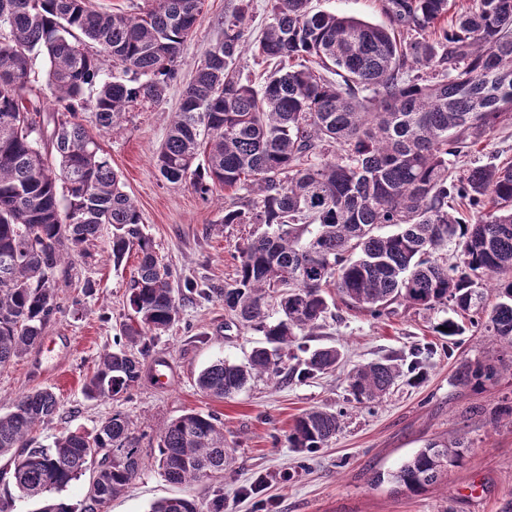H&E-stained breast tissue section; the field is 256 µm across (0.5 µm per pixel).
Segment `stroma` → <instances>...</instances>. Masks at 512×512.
Returning <instances> with one entry per match:
<instances>
[{
	"instance_id": "35a3bbf8",
	"label": "stroma",
	"mask_w": 512,
	"mask_h": 512,
	"mask_svg": "<svg viewBox=\"0 0 512 512\" xmlns=\"http://www.w3.org/2000/svg\"><path fill=\"white\" fill-rule=\"evenodd\" d=\"M240 0H205L195 29L184 46L177 80L163 102L126 113L120 126L99 129L92 112L77 119L94 134L120 177L125 192L142 214L159 260L179 286L176 302L180 319L156 337L145 360L142 378L119 400H89L82 392L87 374L100 353L111 349L123 322L130 317L128 283L137 265L129 257L121 267L108 258L110 230L83 245L67 271L58 274L60 311L43 336L66 337V349L47 355L30 350L0 367V412L14 399L52 389L61 399L59 412L40 425L35 435L45 444L67 431H94L113 411L132 416L143 433L145 465L129 488L112 499L107 512H148L152 503L168 497L206 499L210 484L174 485L158 472L152 458L160 428L188 411L215 412L224 423V443L234 461L224 473V512H255L263 499L270 512H502L512 502V418L499 414L512 399V361L499 339L467 328L458 337L453 355L441 350L442 337L434 328L450 309L418 310L404 305L376 320L365 312L340 308L339 320H327L307 339L310 349L341 348L342 366L319 379L272 383L252 381L230 398L217 401L198 391V373L217 360L246 362L261 332L227 324L224 304L197 295L201 288H221L233 282L239 265L238 248L249 236V224H228L224 210L248 200L247 192L214 188L197 193L190 182H166L153 164L172 115L197 64L222 36L225 15ZM429 342L438 351L426 366L422 382L402 383L369 408L347 407V373L353 365L387 355H401L415 342ZM164 362L172 380L154 378ZM498 364L495 379L473 388L457 382L461 365ZM347 407L342 428L319 449L307 470L297 467V455L286 435L295 417L314 407ZM464 440L463 463L446 478L419 494L377 482V475L395 470L428 442ZM290 480H283V473ZM266 483L259 498L243 496L242 487L257 477Z\"/></svg>"
}]
</instances>
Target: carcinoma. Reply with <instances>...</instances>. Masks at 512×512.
I'll use <instances>...</instances> for the list:
<instances>
[{
  "mask_svg": "<svg viewBox=\"0 0 512 512\" xmlns=\"http://www.w3.org/2000/svg\"><path fill=\"white\" fill-rule=\"evenodd\" d=\"M269 2L271 22L255 42L247 38L248 5L224 16L222 39L197 66L153 157L167 182L190 179L204 197L216 185L259 192L224 210L226 224L264 227L240 247L236 278L198 295L222 298L225 317L255 326L266 345L245 363L219 360L202 369L198 390L224 400L256 376L303 381L335 371L339 349L306 344L335 304L330 288L346 307L376 320L395 303L449 307L512 347V162L456 167L512 121V0H472L454 13L450 0H381L388 27L315 12L310 0ZM203 6L149 0L144 12L115 15L91 9L88 0H0V366L40 343L60 311L58 272L106 226L114 267L133 252L138 257L129 283L134 318L121 325L125 344L99 356L86 398L128 393L152 338L177 320L171 274L139 208L75 118L90 110L99 128L111 129L137 107L160 104ZM84 37L133 78L104 76ZM246 47L275 66L258 88L235 70ZM35 54L49 63L55 165L37 138L41 113L25 105ZM93 85L98 92L88 101L83 89ZM382 226L396 230L381 234ZM489 292L497 302L487 312ZM272 293L275 320L267 313ZM440 325L451 356L465 327L451 318ZM435 353L416 343L403 356L355 366L350 401L378 402L402 381L420 382ZM497 374L492 364H465L457 379L479 385ZM59 409V398L44 388L0 414V456L10 461L0 476L19 498L38 501L39 512H107L143 468L142 435L116 411L90 434L35 444L33 427ZM341 418L321 408L301 413L288 447L316 452L336 436ZM462 447L459 440L430 442L388 480L420 493L462 464ZM232 460L214 413L187 412L159 432L156 461L171 483L197 482L206 469L222 476ZM86 474L81 501L60 496ZM149 512H224V485L202 501H157Z\"/></svg>",
  "mask_w": 512,
  "mask_h": 512,
  "instance_id": "1",
  "label": "carcinoma"
}]
</instances>
